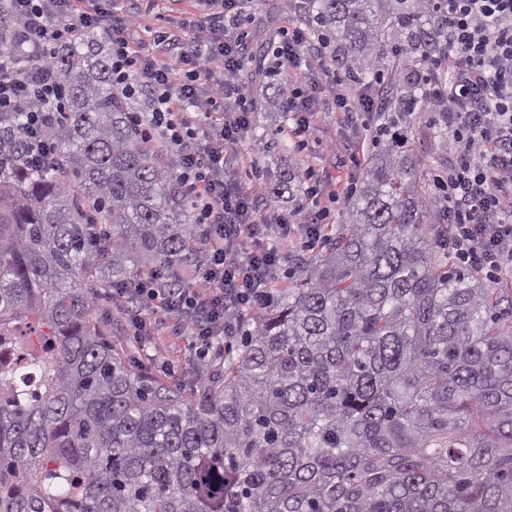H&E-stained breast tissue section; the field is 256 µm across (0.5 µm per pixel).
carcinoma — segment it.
I'll return each mask as SVG.
<instances>
[{"instance_id":"obj_1","label":"carcinoma","mask_w":512,"mask_h":512,"mask_svg":"<svg viewBox=\"0 0 512 512\" xmlns=\"http://www.w3.org/2000/svg\"><path fill=\"white\" fill-rule=\"evenodd\" d=\"M363 76L426 0H309ZM0 0V49L34 57ZM45 61L69 111L35 170L0 112V512H512V287L455 265L420 132L191 398L116 356L85 282L179 288L204 259L172 164L112 92L107 37Z\"/></svg>"}]
</instances>
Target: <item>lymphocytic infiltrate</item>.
Returning a JSON list of instances; mask_svg holds the SVG:
<instances>
[{"mask_svg":"<svg viewBox=\"0 0 512 512\" xmlns=\"http://www.w3.org/2000/svg\"><path fill=\"white\" fill-rule=\"evenodd\" d=\"M195 15L178 28H156L152 41L135 39L136 4L108 9L104 0H13L12 27L33 47L49 48L81 29L105 31L112 46V86L122 94L148 93L150 108L137 124L178 153L176 178L192 199L206 258L199 286L154 288L148 300L189 319L201 338L235 335L248 311L268 306L280 251L271 235L303 228L318 238L325 211L313 206L271 209L260 185L229 182L224 171L249 139L252 109L234 79L250 51L245 23L255 21L251 0H194ZM434 41L421 63L408 68L407 111L425 106L444 127L450 153L432 176V193L448 217L442 245L477 271L512 274V0H433ZM317 69L286 93L294 134H313L312 114L335 112L371 138L395 136L383 124L388 104L383 73L370 83L354 76L316 17L297 14L271 42L274 74L296 70L303 57ZM210 80L201 90V80ZM68 97L52 70L30 69L0 52V112H22L30 160L41 167L54 152L43 136L58 122Z\"/></svg>","mask_w":512,"mask_h":512,"instance_id":"lymphocytic-infiltrate-1","label":"lymphocytic infiltrate"}]
</instances>
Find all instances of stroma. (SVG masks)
I'll use <instances>...</instances> for the list:
<instances>
[{
  "instance_id": "stroma-1",
  "label": "stroma",
  "mask_w": 512,
  "mask_h": 512,
  "mask_svg": "<svg viewBox=\"0 0 512 512\" xmlns=\"http://www.w3.org/2000/svg\"><path fill=\"white\" fill-rule=\"evenodd\" d=\"M193 10V0H151L148 12L135 20L134 36L151 41L150 27L155 14H162L171 24L178 25L189 20ZM289 19L290 13L281 0H265L262 18L251 28L248 41L252 57L243 64L239 82L245 96L256 103L253 126L259 138L254 144L243 147L235 165L227 169L226 176L239 181L245 179L247 172L255 170L261 176V184L266 186L277 172L289 170L294 178L295 193L278 198L269 195L265 202L273 208H294L307 203L310 185L307 175L312 172L320 182L335 188L338 200L331 205L325 223L319 227V239H310L305 232L298 231L291 234L287 245L281 247V261L272 286V294L276 297L295 281L299 266L317 260L325 240L335 237L348 220L349 202L358 191L364 172L340 164L337 144L356 147L368 160L376 152L371 142L361 141L359 131L341 126L334 112L315 114V138L305 147L292 135L291 123H283L279 128L274 126L266 109L269 91L259 68L270 39L279 27L287 25ZM138 283L135 277L123 281L126 293L122 296L114 294L113 284H91L89 294L94 315L108 323V341L134 374L180 387L188 394L198 390L202 384L200 367L207 364L218 368L225 343L240 344L252 322L251 317L240 320L231 341L218 336L206 342L193 336L184 319L167 314L158 303L147 302L138 296Z\"/></svg>"
}]
</instances>
